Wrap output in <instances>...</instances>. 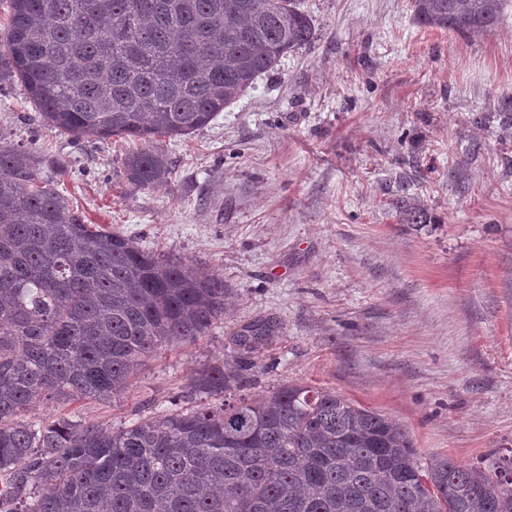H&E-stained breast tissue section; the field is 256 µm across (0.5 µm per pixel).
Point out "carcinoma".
Here are the masks:
<instances>
[{"instance_id":"1","label":"carcinoma","mask_w":512,"mask_h":512,"mask_svg":"<svg viewBox=\"0 0 512 512\" xmlns=\"http://www.w3.org/2000/svg\"><path fill=\"white\" fill-rule=\"evenodd\" d=\"M419 26L480 35L507 0H411ZM316 36L301 0H11L0 83H20L59 135L138 141L120 157L148 188L159 137L190 135ZM493 118L512 130V95ZM389 205L428 223L406 188ZM224 278L85 223L26 147L0 140V512H512V449L491 467L417 460L408 428L328 389L240 394L212 364L211 402L118 431L36 403L122 393L161 350L206 335ZM273 326L238 333L250 354Z\"/></svg>"}]
</instances>
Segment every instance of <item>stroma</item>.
I'll return each instance as SVG.
<instances>
[{
	"mask_svg": "<svg viewBox=\"0 0 512 512\" xmlns=\"http://www.w3.org/2000/svg\"><path fill=\"white\" fill-rule=\"evenodd\" d=\"M317 38L210 125L157 144L172 182L129 184L114 141L45 125L0 88V137L25 144L87 223L223 276L224 315L121 395L39 404L112 430L199 401L191 378L273 324L244 389L309 384L405 424L418 459L512 448V137L475 117L512 94V5L490 32L413 20L411 0H301ZM478 155H471L473 144ZM433 222L398 221L399 183ZM273 326L268 321H256L239 332L236 345L244 353L250 354L265 340L266 336H270Z\"/></svg>",
	"mask_w": 512,
	"mask_h": 512,
	"instance_id": "obj_1",
	"label": "stroma"
}]
</instances>
